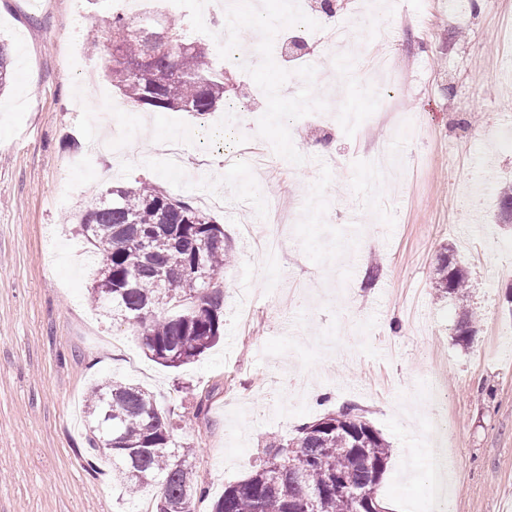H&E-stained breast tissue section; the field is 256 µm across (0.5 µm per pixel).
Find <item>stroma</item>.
I'll use <instances>...</instances> for the list:
<instances>
[{"label": "stroma", "mask_w": 512, "mask_h": 512, "mask_svg": "<svg viewBox=\"0 0 512 512\" xmlns=\"http://www.w3.org/2000/svg\"><path fill=\"white\" fill-rule=\"evenodd\" d=\"M161 11L216 55L223 34L206 11L183 0H162ZM112 12L110 0H0L14 72L0 96V512H138L110 473L88 464L87 392L112 376L175 408L174 442L195 448L210 499L250 474L268 435H295L348 405L390 445L377 488L388 512H435L409 463L439 432L453 462L452 512H512V228L492 221L497 188L512 183L503 37L512 0H390L354 26L366 57L379 50L370 27L398 29L389 48L403 87L387 119L346 130L347 114L377 111L376 75L352 72L324 99L336 60L320 54L314 72L289 69L265 54L248 10L236 33L249 36L257 64L232 70L223 103L205 117L144 111L108 82L106 100L90 96L77 68L105 73ZM111 120L142 133L119 159L70 169ZM253 129L278 152L280 173L225 165ZM166 137L207 163L169 169L154 146ZM379 139L394 153L382 179L366 160ZM486 152L494 170L483 167ZM145 179L195 206L214 191L228 201L213 213L233 253L218 277L224 333L177 370L146 357L132 327L88 296L80 218L110 187ZM271 207L292 218L273 268L253 258L243 233ZM444 253L469 271L466 303L431 283ZM465 307L480 318L467 346L455 340ZM435 379L431 403L424 391Z\"/></svg>", "instance_id": "1"}]
</instances>
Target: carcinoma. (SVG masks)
I'll return each mask as SVG.
<instances>
[{"mask_svg": "<svg viewBox=\"0 0 512 512\" xmlns=\"http://www.w3.org/2000/svg\"><path fill=\"white\" fill-rule=\"evenodd\" d=\"M136 23L112 15V68L107 76L133 106L204 116L224 100L229 75L214 73L207 49L186 38L179 20H157L153 10ZM13 79L0 44V91ZM499 221L512 224V186L498 192ZM81 224L97 264L89 297L96 308L136 327L140 345L158 364L178 369L211 349L224 330V288L212 284L233 256L224 228L204 211L147 181L107 189ZM430 279L441 296L462 301L464 267L440 258ZM476 333L475 316L458 323L457 341ZM90 448L112 468V481L130 498L153 485L149 512H198L195 449L173 441L176 413L146 388L112 377L90 388L86 404ZM390 460L383 436L352 407L272 436L245 480L224 487L211 512H372Z\"/></svg>", "mask_w": 512, "mask_h": 512, "instance_id": "carcinoma-1", "label": "carcinoma"}]
</instances>
